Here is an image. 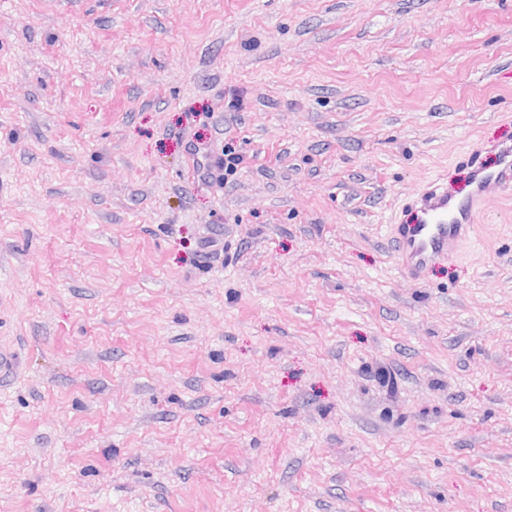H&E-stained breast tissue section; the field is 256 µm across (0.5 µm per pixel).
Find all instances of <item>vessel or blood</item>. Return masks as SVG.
<instances>
[{"label": "vessel or blood", "instance_id": "b4317fda", "mask_svg": "<svg viewBox=\"0 0 512 512\" xmlns=\"http://www.w3.org/2000/svg\"><path fill=\"white\" fill-rule=\"evenodd\" d=\"M482 153L476 145L463 155L472 173L466 190L452 192L442 180L428 181L407 196L409 217L390 224L387 246L408 279L420 281L433 261L455 256L470 240L484 206L512 194V145L498 147L492 166L484 165Z\"/></svg>", "mask_w": 512, "mask_h": 512}]
</instances>
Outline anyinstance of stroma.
<instances>
[{"mask_svg":"<svg viewBox=\"0 0 512 512\" xmlns=\"http://www.w3.org/2000/svg\"><path fill=\"white\" fill-rule=\"evenodd\" d=\"M472 142L512 0H0V512H512V195L385 243ZM188 150L192 156L201 150H204L209 157H212V154L216 155V164L213 165L211 162L200 177V180L210 186L224 187L229 184L238 173L243 161L242 155L233 141H225L224 147L222 146L220 149L200 147L198 144L192 143L188 146Z\"/></svg>","mask_w":512,"mask_h":512,"instance_id":"35a3bbf8","label":"stroma"}]
</instances>
